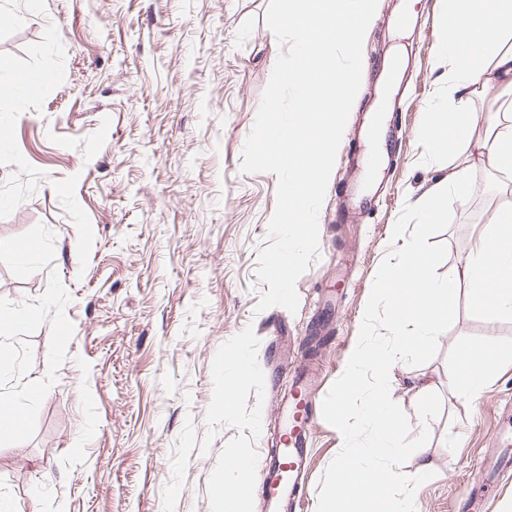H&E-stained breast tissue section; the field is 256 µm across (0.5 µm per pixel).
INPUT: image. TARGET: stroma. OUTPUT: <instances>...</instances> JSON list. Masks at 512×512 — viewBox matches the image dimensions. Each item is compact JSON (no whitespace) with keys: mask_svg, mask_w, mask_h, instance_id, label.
Instances as JSON below:
<instances>
[{"mask_svg":"<svg viewBox=\"0 0 512 512\" xmlns=\"http://www.w3.org/2000/svg\"><path fill=\"white\" fill-rule=\"evenodd\" d=\"M406 2L378 0L338 149L378 152L380 168L335 164L319 254L291 313L256 309L278 178L241 171L282 51L266 25L270 0H0V65L14 81L42 78L25 96L0 84V309L30 316L0 329V391L26 419L22 436L0 435V497L17 512H222L213 489L224 461L276 447L275 405L293 369L317 368L325 393L343 374L390 225L449 171L418 137L425 112L448 107V65L434 52L443 0H416L403 22ZM400 57L403 100L376 111L379 74ZM372 178L382 186L372 209L337 220L340 196ZM469 178L476 193L429 238L447 249L441 276L490 213L512 204V173L478 164ZM468 300L459 289L431 360L390 371L411 435L430 432L405 464L427 460L434 473L415 491L417 512H459L497 457L512 398V363L477 398L453 387L465 346L512 354V322L475 319ZM243 349L255 373L241 381ZM422 382L441 397L426 426ZM313 419L302 512H317L341 448L321 412Z\"/></svg>","mask_w":512,"mask_h":512,"instance_id":"35a3bbf8","label":"stroma"}]
</instances>
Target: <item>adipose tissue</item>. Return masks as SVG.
<instances>
[{"label":"adipose tissue","mask_w":512,"mask_h":512,"mask_svg":"<svg viewBox=\"0 0 512 512\" xmlns=\"http://www.w3.org/2000/svg\"><path fill=\"white\" fill-rule=\"evenodd\" d=\"M447 21L436 41V53L448 62V91L473 96L500 88L506 91L496 112L478 121L469 111L425 113L419 136L437 154L456 155L461 144L475 142L476 150L464 156L447 177L449 188L474 194L468 177L470 166L483 164L512 172V0H445ZM485 135L473 140L477 125ZM462 353L473 368L455 383L457 390L478 396L505 364V356L474 344Z\"/></svg>","instance_id":"ef3b65f1"}]
</instances>
